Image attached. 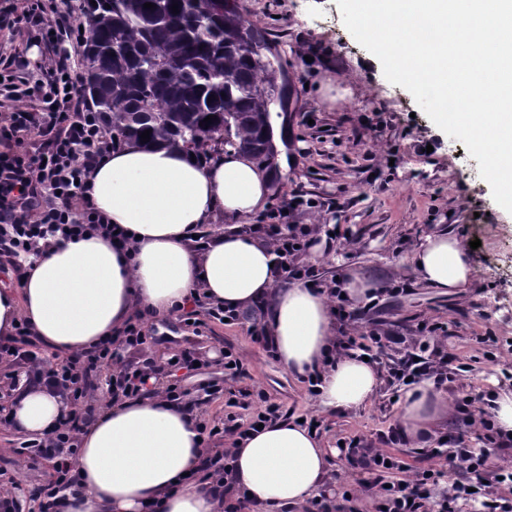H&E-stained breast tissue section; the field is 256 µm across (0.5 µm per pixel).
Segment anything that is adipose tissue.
Masks as SVG:
<instances>
[{
	"label": "adipose tissue",
	"instance_id": "1",
	"mask_svg": "<svg viewBox=\"0 0 512 512\" xmlns=\"http://www.w3.org/2000/svg\"><path fill=\"white\" fill-rule=\"evenodd\" d=\"M272 175L247 153L227 149L208 162L157 146L117 148L97 164L87 197L129 237L127 249L98 234L51 240L26 262L19 287L0 289V338L27 320L37 340L60 355L91 349L117 334L134 311L167 315L189 304L196 289L230 309H266L264 332L289 373L320 378V407L355 411L379 387L367 361L336 353V304L324 289L296 281L279 287L276 257L255 236L219 231L203 251L193 234L226 216L245 220L269 205ZM420 282L460 292L471 265L456 236H429L412 256ZM12 426L45 438L72 411L70 400L34 383L7 403ZM448 410L427 381L406 391L401 431L424 442ZM188 405L154 393L104 402L78 436L69 464L77 491L66 512H221L222 502L192 483L208 450ZM329 453L314 432L278 419L237 440L226 481L234 496L264 512H288L319 497L329 483Z\"/></svg>",
	"mask_w": 512,
	"mask_h": 512
}]
</instances>
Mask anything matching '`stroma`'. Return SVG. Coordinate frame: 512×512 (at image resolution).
Here are the masks:
<instances>
[{"instance_id":"1","label":"stroma","mask_w":512,"mask_h":512,"mask_svg":"<svg viewBox=\"0 0 512 512\" xmlns=\"http://www.w3.org/2000/svg\"><path fill=\"white\" fill-rule=\"evenodd\" d=\"M237 3L264 31L288 88L276 120L286 165L274 172L272 204L298 194L320 201V208H300L291 221L336 226L339 239L332 248L309 252L306 263L318 268L324 283L362 280L377 302L369 311L350 306L343 329L360 334L379 327L412 337L421 324H436L445 337L442 355L461 368L443 389L449 402L512 389V213L494 201L477 160L434 124L408 90L385 78L380 61L345 27L336 0ZM320 83L335 88V100L320 96ZM441 231L481 242L469 253L471 282L459 294L425 287L411 264L419 243ZM144 330L145 352L157 364L186 352L201 358L198 368H174L171 380L203 423L219 426L208 442L213 450L230 447L234 434L248 428L258 390L280 417L318 420V438L335 451L336 474L347 465L339 442L375 446L380 434L400 425L405 389L388 373L399 352L382 355L380 391L371 403L342 413L319 408L307 381L288 373L253 338L248 321L227 324L193 305L145 318ZM228 349L244 364L235 378L224 372ZM436 434L462 437L485 456L479 475L484 484H493L498 471L512 470V448L490 443L460 415L448 414Z\"/></svg>"}]
</instances>
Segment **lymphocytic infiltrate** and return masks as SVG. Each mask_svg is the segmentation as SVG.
Masks as SVG:
<instances>
[{
    "label": "lymphocytic infiltrate",
    "mask_w": 512,
    "mask_h": 512,
    "mask_svg": "<svg viewBox=\"0 0 512 512\" xmlns=\"http://www.w3.org/2000/svg\"><path fill=\"white\" fill-rule=\"evenodd\" d=\"M19 21L51 51L35 69L24 56L10 55L5 59L8 72L0 76V257L11 261L39 254L51 237L97 232L109 238L115 231L85 196L92 169L112 151V135L101 115L84 101L78 78L62 52L66 44L81 43L80 26L70 13L43 0H34ZM304 203L303 196H293L286 208L268 213L264 223L252 230L272 247L283 274L315 284L318 272L302 258L321 227L284 221L286 210ZM30 334L29 323L20 321L15 339L0 343V357L25 359L35 381L68 395L74 405L69 417L35 451L50 462L51 470L31 495L39 502V512H60L61 492L77 483L67 458L75 453L78 434L93 418L85 398L94 377L109 371V398L135 399L143 395L147 378L162 375L164 369L143 355L146 336L137 322L128 324L121 336L47 368L37 353L20 351V343ZM413 345L393 367L394 379L403 383L426 377L438 386L453 380L456 369L448 359L429 357V344L422 338H414ZM129 350L139 352L137 362H125ZM426 456V467L411 469L383 449L362 448L350 441L346 460L356 475L354 487L344 489L340 497L312 501L305 512H364L367 498L372 501L371 512H428L426 505L433 499L438 512H457L461 499L480 501L482 512H512L498 496L482 488L470 489L468 475L484 470L486 459L466 448L461 438L439 439ZM449 470L459 477L441 487Z\"/></svg>",
    "instance_id": "f902f5d3"
}]
</instances>
